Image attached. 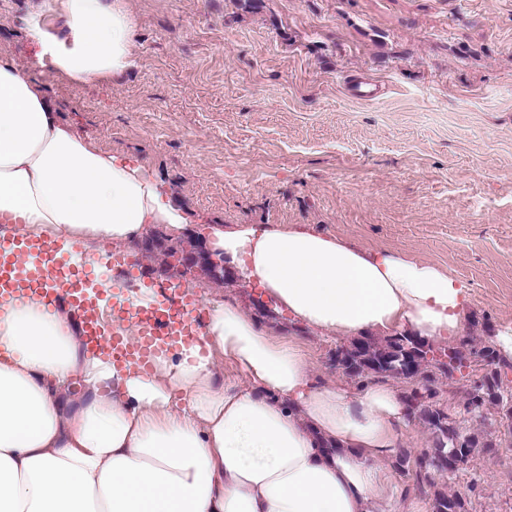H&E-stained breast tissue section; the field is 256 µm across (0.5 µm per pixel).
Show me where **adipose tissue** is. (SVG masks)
Wrapping results in <instances>:
<instances>
[{
	"label": "adipose tissue",
	"instance_id": "obj_1",
	"mask_svg": "<svg viewBox=\"0 0 512 512\" xmlns=\"http://www.w3.org/2000/svg\"><path fill=\"white\" fill-rule=\"evenodd\" d=\"M126 0H52L28 34L68 82L135 58ZM0 213L20 236L128 244L187 219L143 166L58 121L37 83L0 59ZM213 249L313 332L405 329L452 342L466 286L436 264L303 226L209 227ZM241 375L222 380L224 365ZM408 408L393 388L312 381L301 346L227 301L200 345L153 373L89 350L77 321L35 301L0 307V512H405L381 462Z\"/></svg>",
	"mask_w": 512,
	"mask_h": 512
}]
</instances>
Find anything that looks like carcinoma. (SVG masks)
I'll list each match as a JSON object with an SVG mask.
<instances>
[{"label":"carcinoma","mask_w":512,"mask_h":512,"mask_svg":"<svg viewBox=\"0 0 512 512\" xmlns=\"http://www.w3.org/2000/svg\"><path fill=\"white\" fill-rule=\"evenodd\" d=\"M468 350V340L462 338L459 343L446 347H434L432 343L414 336L406 331L396 332L382 339L362 336L342 350L340 368L350 378L362 383L372 378H409L410 359L417 358V370L430 365L441 374L448 375V370L456 372L465 367L464 351ZM477 355L492 370L485 375L482 382L469 393L465 409L480 418L490 411L505 408V402L512 399L504 394L500 382V370L512 369V361L497 349L495 340L491 339ZM410 413L418 416L436 434V442L431 450L415 460L417 473L448 470V461L459 460L465 464L478 444L475 434H463L449 421L448 413L441 408H434L423 402L408 406ZM434 512H468L467 503L458 494L439 492L434 498Z\"/></svg>","instance_id":"carcinoma-1"}]
</instances>
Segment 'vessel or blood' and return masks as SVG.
<instances>
[{
	"label": "vessel or blood",
	"instance_id": "vessel-or-blood-1",
	"mask_svg": "<svg viewBox=\"0 0 512 512\" xmlns=\"http://www.w3.org/2000/svg\"><path fill=\"white\" fill-rule=\"evenodd\" d=\"M152 301L136 305L113 300L95 286L84 266L61 254L48 240H0V304L39 298L48 309H69L78 319L89 346L113 363L151 372L157 358L182 346L199 343L204 329L203 307L193 293L174 280H144ZM131 322L136 341L117 326Z\"/></svg>",
	"mask_w": 512,
	"mask_h": 512
}]
</instances>
